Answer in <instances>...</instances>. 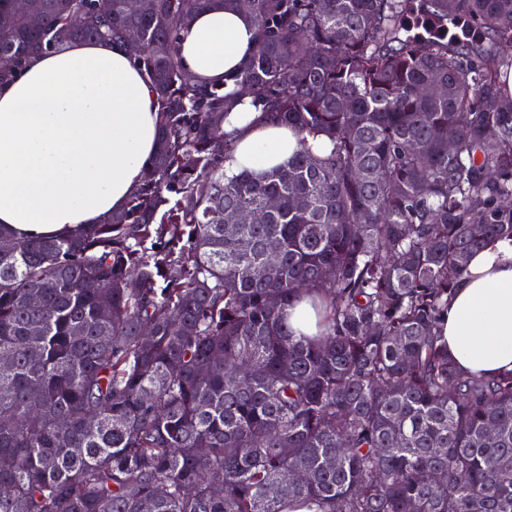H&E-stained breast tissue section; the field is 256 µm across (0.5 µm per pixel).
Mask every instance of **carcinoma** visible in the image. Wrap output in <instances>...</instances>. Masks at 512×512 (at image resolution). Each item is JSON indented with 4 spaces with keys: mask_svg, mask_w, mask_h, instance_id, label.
Masks as SVG:
<instances>
[{
    "mask_svg": "<svg viewBox=\"0 0 512 512\" xmlns=\"http://www.w3.org/2000/svg\"><path fill=\"white\" fill-rule=\"evenodd\" d=\"M34 2L37 27L0 16V79L136 30L158 137L124 210L0 231V512H512V372L437 335L471 255L512 242V0ZM210 9L260 28L229 91L177 48ZM243 88L297 149L228 177Z\"/></svg>",
    "mask_w": 512,
    "mask_h": 512,
    "instance_id": "cac0c4a2",
    "label": "carcinoma"
}]
</instances>
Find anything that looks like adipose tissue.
Returning a JSON list of instances; mask_svg holds the SVG:
<instances>
[{"mask_svg": "<svg viewBox=\"0 0 512 512\" xmlns=\"http://www.w3.org/2000/svg\"><path fill=\"white\" fill-rule=\"evenodd\" d=\"M255 24L240 12H200L178 39L184 67L222 82L248 61ZM158 103L127 45L78 42L0 81V227L14 238L60 236L124 207L157 143ZM228 174L287 164L292 130L241 103L228 127ZM442 343L460 372L512 371V242L472 255L448 301Z\"/></svg>", "mask_w": 512, "mask_h": 512, "instance_id": "ef3b65f1", "label": "adipose tissue"}]
</instances>
